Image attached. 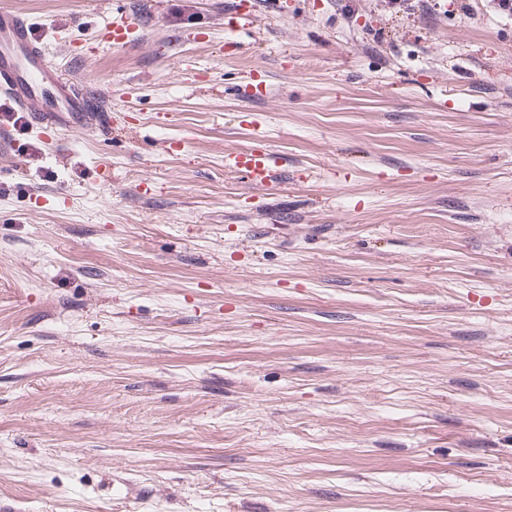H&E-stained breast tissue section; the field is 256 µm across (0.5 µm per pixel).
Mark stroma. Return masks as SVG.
Segmentation results:
<instances>
[{
  "label": "stroma",
  "instance_id": "35a3bbf8",
  "mask_svg": "<svg viewBox=\"0 0 512 512\" xmlns=\"http://www.w3.org/2000/svg\"><path fill=\"white\" fill-rule=\"evenodd\" d=\"M10 3L109 113L0 120V512H512V12ZM111 29L107 28L106 35L113 45H127L134 41L132 39L133 32L131 31L132 24L124 13L116 12L112 14V22L109 23ZM224 164L241 173L255 189H266L276 182L277 158L265 147L228 151Z\"/></svg>",
  "mask_w": 512,
  "mask_h": 512
}]
</instances>
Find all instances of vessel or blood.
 Masks as SVG:
<instances>
[{
	"label": "vessel or blood",
	"instance_id": "vessel-or-blood-1",
	"mask_svg": "<svg viewBox=\"0 0 512 512\" xmlns=\"http://www.w3.org/2000/svg\"><path fill=\"white\" fill-rule=\"evenodd\" d=\"M34 29L29 16L0 0V102L27 122L49 128L78 126L102 112L95 90L79 87L76 77L48 65ZM107 36L115 45L131 43V24L123 13L113 14ZM224 163L253 188L265 189L276 181L277 159L267 148L226 152Z\"/></svg>",
	"mask_w": 512,
	"mask_h": 512
}]
</instances>
